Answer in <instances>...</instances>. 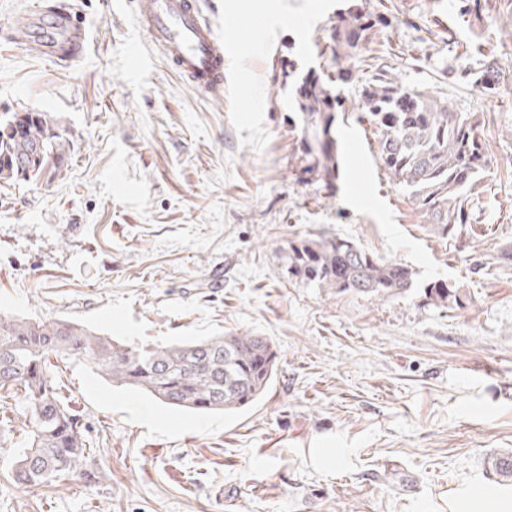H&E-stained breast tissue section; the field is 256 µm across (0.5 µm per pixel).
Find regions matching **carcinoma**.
Here are the masks:
<instances>
[{
    "instance_id": "obj_1",
    "label": "carcinoma",
    "mask_w": 512,
    "mask_h": 512,
    "mask_svg": "<svg viewBox=\"0 0 512 512\" xmlns=\"http://www.w3.org/2000/svg\"><path fill=\"white\" fill-rule=\"evenodd\" d=\"M379 13L356 9L337 15L331 28L336 82L355 75L349 65L377 26ZM498 70L488 60L471 82L485 93L495 90ZM299 126L304 172L320 176L331 190L340 176L336 134L340 95L314 77L300 87ZM356 109L377 126L379 161L412 198L426 223L454 238L475 221L467 197L489 173L480 120L452 112L446 102L411 89L381 68L358 90ZM73 142L67 129L45 112H14L0 120V183L40 182L63 171ZM26 163L20 169L16 163ZM288 273L336 293L370 296L405 293L413 271L405 264L375 256L354 240L321 237L291 245ZM430 304L463 306L466 293L444 281L425 288ZM84 361L113 385L136 390L174 409L234 414L256 403L277 374L278 352L268 338L248 334L209 336L165 347L132 346L66 319L32 320L0 312V390L24 392L32 421L29 447L15 463L14 478L35 486L61 476L84 474L92 456L83 423L65 404L51 377L48 360ZM488 472L512 482V451L488 458Z\"/></svg>"
}]
</instances>
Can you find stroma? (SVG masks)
Instances as JSON below:
<instances>
[{"label": "stroma", "instance_id": "obj_1", "mask_svg": "<svg viewBox=\"0 0 512 512\" xmlns=\"http://www.w3.org/2000/svg\"><path fill=\"white\" fill-rule=\"evenodd\" d=\"M145 2L0 0V116L50 113L74 144L54 179L0 186V311L131 344L264 336L277 377L243 411L201 416L60 365L96 464L37 488L13 477L29 407L0 392V512H512V485L485 468L512 448V265L494 261L512 247V0L466 15L459 0H365L391 23L341 87L333 193L301 171L297 100L334 76L330 28L350 0H204L237 36L220 98L137 29ZM64 7L88 33L78 63L34 48ZM275 7L287 26L268 23ZM488 59L490 96L468 80ZM375 65L480 119L490 175L456 238L379 163L355 108ZM336 235L407 265L413 288L338 294L289 275L291 244ZM435 280L465 289L464 307L428 304Z\"/></svg>", "mask_w": 512, "mask_h": 512}]
</instances>
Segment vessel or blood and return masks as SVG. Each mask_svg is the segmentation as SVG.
Segmentation results:
<instances>
[{
  "label": "vessel or blood",
  "instance_id": "b4317fda",
  "mask_svg": "<svg viewBox=\"0 0 512 512\" xmlns=\"http://www.w3.org/2000/svg\"><path fill=\"white\" fill-rule=\"evenodd\" d=\"M136 22L182 79L203 94L223 95L225 53L235 39L216 32L201 0H148ZM57 35L44 42L45 51L60 50L72 61L85 55L87 34L72 13L63 12Z\"/></svg>",
  "mask_w": 512,
  "mask_h": 512
}]
</instances>
